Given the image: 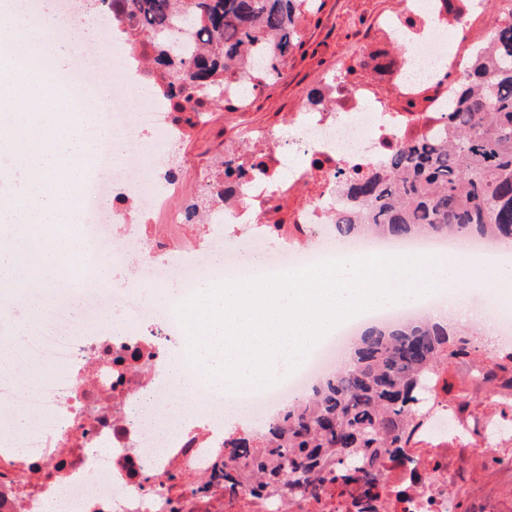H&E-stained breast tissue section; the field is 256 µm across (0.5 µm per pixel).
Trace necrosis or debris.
I'll return each instance as SVG.
<instances>
[{
    "mask_svg": "<svg viewBox=\"0 0 512 512\" xmlns=\"http://www.w3.org/2000/svg\"><path fill=\"white\" fill-rule=\"evenodd\" d=\"M484 11L482 0H403L401 10L383 17L360 47V57L377 63V72L352 73L343 65L324 72L313 89L322 105L304 102L289 115L294 137L286 153L270 147L271 128H238L245 176L224 181L222 205L207 221L248 224L252 234L246 248L225 251L220 267L213 264L211 245L191 233L186 209L170 203L186 194V180L175 173L180 126L172 120L170 100L148 78L150 47L121 41L136 26L129 0H120L112 14L115 38L101 36L88 46L57 29L70 44L66 82L72 99L94 95L100 71L114 74L103 111L86 116L107 130L93 143L88 165L111 164L112 178L83 180L85 222L77 230L88 252L69 285L46 297L36 332L22 337L11 359L0 364V512H43L45 501L57 495L83 504V512H487L457 491L475 456L490 468L512 457V379L495 385L490 415L449 400L441 387L427 388L419 402L418 445L402 457L381 456L372 497L355 485L297 491L283 484L271 494L244 483L231 491L222 467L224 396L212 395V410L204 416L170 411V400L184 393L194 368L178 350L185 334L178 315L160 318L147 299L149 289L174 278L181 299L190 298L202 268L220 282L228 273L272 275L361 252V239L336 240L324 230L338 201L337 183L353 170L384 163L403 144L444 137L458 83L490 32ZM459 28L465 36L447 42L446 34ZM135 101L140 107L133 112ZM159 151L168 158V172L155 162ZM313 185L316 195L293 212L290 224L270 222L274 202ZM246 188L257 208L253 215L238 205ZM139 214L164 225V236L146 239L134 222ZM270 236L280 239L281 249L265 256L261 267L248 266L244 252L259 250ZM175 247L185 257L179 265L170 259ZM103 261H141L147 271L117 293L98 274ZM447 301L437 292L416 307L342 325L287 379L265 387L253 401V420L268 424L282 404L335 372L339 354L366 326L424 319ZM461 303L483 306L494 324L486 357L512 351V308L474 297ZM114 304L127 317L121 330L107 331L97 318ZM175 473L189 475L190 483L172 481Z\"/></svg>",
    "mask_w": 512,
    "mask_h": 512,
    "instance_id": "4bbe7bcc",
    "label": "necrosis or debris"
}]
</instances>
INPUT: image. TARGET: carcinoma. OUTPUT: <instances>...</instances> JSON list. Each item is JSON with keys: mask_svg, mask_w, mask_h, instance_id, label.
Instances as JSON below:
<instances>
[{"mask_svg": "<svg viewBox=\"0 0 512 512\" xmlns=\"http://www.w3.org/2000/svg\"><path fill=\"white\" fill-rule=\"evenodd\" d=\"M153 40V63L180 82L168 94L210 97L226 75L279 77L302 47L300 25L321 8L317 0H132ZM186 15L206 34L201 56L170 50ZM491 65L477 63L461 81L448 132L434 146L414 142L394 150L382 166L342 186L333 224L340 236L403 239L430 233L489 240L512 239V8L494 28ZM477 332L417 321L363 331L352 362L312 394L282 408L256 437H224V462L253 467L256 488L280 484L374 487L373 459L401 455L415 427V407L436 370L453 400L457 385L473 387L470 403L490 410L480 393L512 365L479 356Z\"/></svg>", "mask_w": 512, "mask_h": 512, "instance_id": "cac0c4a2", "label": "carcinoma"}]
</instances>
